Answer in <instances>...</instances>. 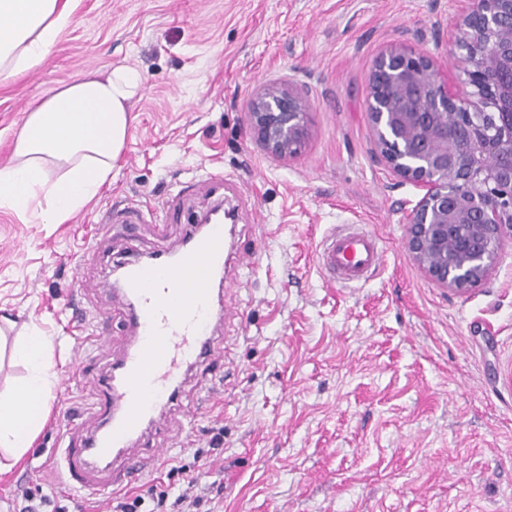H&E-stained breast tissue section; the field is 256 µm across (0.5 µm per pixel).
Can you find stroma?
Segmentation results:
<instances>
[{
	"label": "stroma",
	"instance_id": "stroma-1",
	"mask_svg": "<svg viewBox=\"0 0 512 512\" xmlns=\"http://www.w3.org/2000/svg\"><path fill=\"white\" fill-rule=\"evenodd\" d=\"M455 0H77L72 25L36 70L0 84V168L14 162L27 107L92 71H136L125 147L98 196L62 224L0 208V316L7 338L37 327L53 343L56 379L32 448L0 471V512L27 496L45 512H110L111 495L66 490L50 450L64 409L84 432L109 356L85 353L88 313L130 249H175L209 207H237L230 241L243 261L217 329L218 370L188 384L193 427L173 434L159 482L187 494L185 512H512V242L482 285L454 293L407 255L408 214L422 192L376 149L368 74L387 47L433 55L449 85ZM290 82L312 103L300 152L280 159L256 142L247 109L263 84ZM222 174L223 186L211 182ZM183 190L167 236L120 225L98 259L76 263L115 207L162 210ZM360 224L383 245L363 283H331L323 239ZM86 367L64 377L78 358ZM223 433L221 453L208 441ZM198 475L193 488L169 465Z\"/></svg>",
	"mask_w": 512,
	"mask_h": 512
}]
</instances>
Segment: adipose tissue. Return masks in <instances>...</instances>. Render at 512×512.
<instances>
[{"label": "adipose tissue", "mask_w": 512, "mask_h": 512, "mask_svg": "<svg viewBox=\"0 0 512 512\" xmlns=\"http://www.w3.org/2000/svg\"><path fill=\"white\" fill-rule=\"evenodd\" d=\"M73 0H0V84L39 67L67 29ZM137 76L117 67L60 86L32 105L16 140L14 164L0 168V206L38 211L61 224L107 181L126 141ZM26 377L0 394V451L12 460L31 447L49 411L55 376L51 342L40 332L18 340Z\"/></svg>", "instance_id": "ef3b65f1"}]
</instances>
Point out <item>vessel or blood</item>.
Segmentation results:
<instances>
[{"label": "vessel or blood", "mask_w": 512, "mask_h": 512, "mask_svg": "<svg viewBox=\"0 0 512 512\" xmlns=\"http://www.w3.org/2000/svg\"><path fill=\"white\" fill-rule=\"evenodd\" d=\"M181 250L129 255L124 278L112 291V307L95 311L92 343L111 352L95 412L101 432L86 435L71 423L59 453L63 481L78 492L99 494L139 478L169 449L150 445L148 454L130 453L152 420L170 412L195 370L210 367L222 347L215 334L224 312L215 305L214 284L223 274L230 244L220 224L190 228ZM377 236L350 226L332 232L321 244L319 262L331 280L356 283L379 267ZM126 314L125 345L112 352V312Z\"/></svg>", "instance_id": "b4317fda"}]
</instances>
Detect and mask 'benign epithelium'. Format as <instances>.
<instances>
[{"label": "benign epithelium", "mask_w": 512, "mask_h": 512, "mask_svg": "<svg viewBox=\"0 0 512 512\" xmlns=\"http://www.w3.org/2000/svg\"><path fill=\"white\" fill-rule=\"evenodd\" d=\"M448 55L464 80L450 89L435 59L385 49L368 74V106L382 157L423 195L404 244L435 283L464 292L489 275L512 239V0H455ZM312 104L293 83L253 93L250 129L262 149L296 155Z\"/></svg>", "instance_id": "benign-epithelium-1"}]
</instances>
